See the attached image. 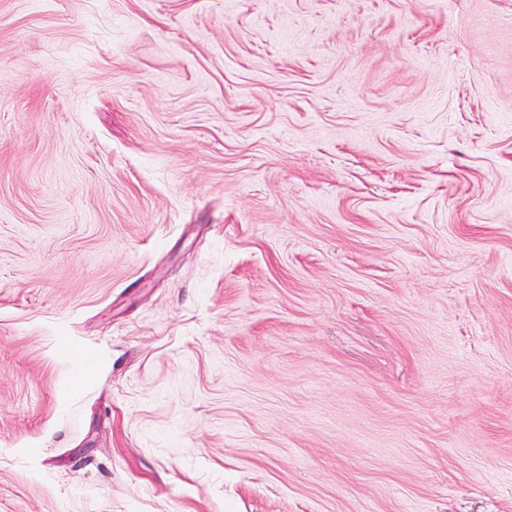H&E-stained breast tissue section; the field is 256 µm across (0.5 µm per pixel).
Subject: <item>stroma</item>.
<instances>
[{"mask_svg": "<svg viewBox=\"0 0 512 512\" xmlns=\"http://www.w3.org/2000/svg\"><path fill=\"white\" fill-rule=\"evenodd\" d=\"M0 512H512V0H0Z\"/></svg>", "mask_w": 512, "mask_h": 512, "instance_id": "obj_1", "label": "stroma"}]
</instances>
